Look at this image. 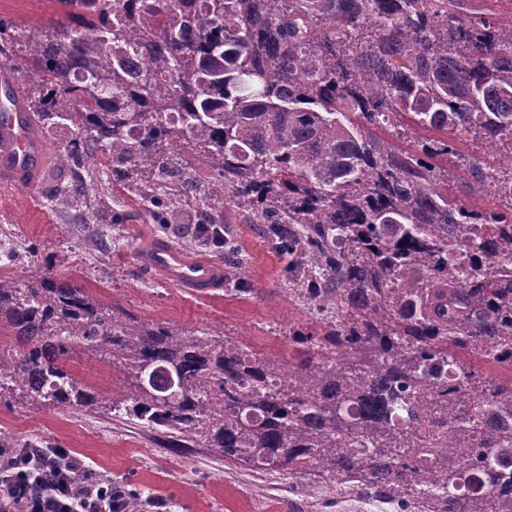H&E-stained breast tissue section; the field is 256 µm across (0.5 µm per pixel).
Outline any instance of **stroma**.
Returning a JSON list of instances; mask_svg holds the SVG:
<instances>
[{"label":"stroma","mask_w":512,"mask_h":512,"mask_svg":"<svg viewBox=\"0 0 512 512\" xmlns=\"http://www.w3.org/2000/svg\"><path fill=\"white\" fill-rule=\"evenodd\" d=\"M64 10L60 0H0V16L24 19L38 29L53 26ZM70 138L63 129L50 134L34 176L17 182L0 177V239L13 238L27 254L24 274L41 275L57 254H67L66 264L55 267V277L88 288L116 315L185 333L212 330L272 358L295 357L298 346L290 331L320 335L317 309L300 299L296 283L287 277L290 257L272 244L262 225L234 208L225 210V232L233 237L242 266L225 264L223 288L203 296L165 284L137 261L138 253L158 241L191 258L208 256V249L195 242L194 209L178 210L162 230L137 191L104 180L98 194L108 206L93 223H84L74 211L52 210L47 196L54 185L53 163ZM114 211L125 215L124 223H111ZM125 395L124 382L112 368L99 389V414L16 402L0 405V431L67 449L94 476L162 500L166 512H316L324 502L333 503L332 512H380L372 502L337 499L332 483L318 477L254 472L225 464L209 448L170 451L163 434L110 414L112 403Z\"/></svg>","instance_id":"stroma-1"}]
</instances>
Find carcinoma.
Returning a JSON list of instances; mask_svg holds the SVG:
<instances>
[{
	"mask_svg": "<svg viewBox=\"0 0 512 512\" xmlns=\"http://www.w3.org/2000/svg\"><path fill=\"white\" fill-rule=\"evenodd\" d=\"M38 32L0 18V65L25 59L33 129L70 144L51 206L87 204V171L182 207L211 233L249 212L304 298L324 308L313 355L274 361L216 332L133 324L48 271L0 276V403L76 405L99 394L65 368L104 358L127 396L110 411L250 470L313 474L393 512H512V211L469 209L435 159L454 156L500 195L512 181V24L461 16L464 0H59ZM470 135L414 150L379 131ZM454 369L452 386L425 375ZM174 385L167 387L168 378ZM475 406L453 412L458 403ZM484 491L452 493L462 471ZM114 512H141L125 490Z\"/></svg>",
	"mask_w": 512,
	"mask_h": 512,
	"instance_id": "cac0c4a2",
	"label": "carcinoma"
}]
</instances>
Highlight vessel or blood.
Masks as SVG:
<instances>
[{
  "mask_svg": "<svg viewBox=\"0 0 512 512\" xmlns=\"http://www.w3.org/2000/svg\"><path fill=\"white\" fill-rule=\"evenodd\" d=\"M18 96L13 80L0 81V135L6 138L5 145L0 146V173L16 180L34 173L39 156V146L29 134L28 115L16 105ZM139 261L166 282L196 294H207L224 286L221 262L189 259L182 250L165 242L142 253Z\"/></svg>",
  "mask_w": 512,
  "mask_h": 512,
  "instance_id": "obj_1",
  "label": "vessel or blood"
}]
</instances>
